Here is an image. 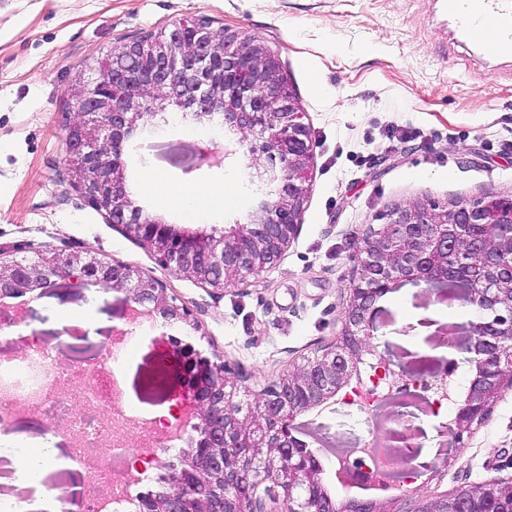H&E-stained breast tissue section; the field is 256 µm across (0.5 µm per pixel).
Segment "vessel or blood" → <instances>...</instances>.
<instances>
[{"instance_id": "vessel-or-blood-1", "label": "vessel or blood", "mask_w": 512, "mask_h": 512, "mask_svg": "<svg viewBox=\"0 0 512 512\" xmlns=\"http://www.w3.org/2000/svg\"><path fill=\"white\" fill-rule=\"evenodd\" d=\"M457 38L493 60L512 45V0H438Z\"/></svg>"}]
</instances>
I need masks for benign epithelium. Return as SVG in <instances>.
I'll use <instances>...</instances> for the list:
<instances>
[{
  "instance_id": "7a95c632",
  "label": "benign epithelium",
  "mask_w": 512,
  "mask_h": 512,
  "mask_svg": "<svg viewBox=\"0 0 512 512\" xmlns=\"http://www.w3.org/2000/svg\"><path fill=\"white\" fill-rule=\"evenodd\" d=\"M67 93L78 126L68 150L80 157L69 170V186L178 274L222 290L276 266L296 239L312 187L311 132L278 56L256 37L231 29L216 34L204 21L194 23L189 35L178 22L140 41L136 65L101 63L76 78ZM164 104L199 122L219 114L227 133H259L253 147L265 162L255 167L259 185L248 223L219 235L179 230L135 205L122 164L106 165ZM357 252L360 273L350 283L339 333L305 357L300 371H283L277 380L282 399L258 406L251 419L238 416L224 363L171 339L165 360L197 401L185 432L200 439L163 463L165 491L138 497L136 512H285L298 502L302 512H348L353 498L338 502L329 495L316 453L294 436L296 420L356 388L370 352L374 305L403 281L463 291L473 315L465 350L473 356L466 358L468 385L455 400L448 437L460 445L472 425L488 417L492 399L512 388V366L504 363V355L512 354V195L396 205L385 222L357 238ZM60 258H0V305L40 287L53 271L82 285L123 291L130 310L157 323L188 321L187 306L136 266L90 253L62 252ZM109 264L112 276H99ZM391 374L403 378L408 371L378 356L375 376ZM409 394L407 386L390 391L377 406V419L386 424L397 416L387 408ZM395 440L396 431L388 429L368 446L391 461L411 463L398 454ZM336 479L346 488L364 483L366 474L359 460L341 458ZM411 503L408 512H505L494 490L471 502L420 496Z\"/></svg>"
}]
</instances>
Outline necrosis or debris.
I'll list each match as a JSON object with an SVG mask.
<instances>
[{
  "instance_id": "obj_1",
  "label": "necrosis or debris",
  "mask_w": 512,
  "mask_h": 512,
  "mask_svg": "<svg viewBox=\"0 0 512 512\" xmlns=\"http://www.w3.org/2000/svg\"><path fill=\"white\" fill-rule=\"evenodd\" d=\"M24 356L18 362L0 363V427L7 425L20 407L41 415L49 432L62 429L72 440L76 460L86 463V484L93 488L88 512H131L129 500L137 485L126 480L132 455L151 457L177 448L172 439V421L143 416L132 403L119 398L114 388L115 364L128 359L133 336L112 350L109 358L84 365L62 363L55 349L39 337L21 338ZM22 378L33 387L21 394L7 389L4 379ZM68 383L66 394L51 390L49 380ZM134 454H127V447ZM362 466L372 479L368 492L385 495L407 486L413 473L404 469L394 477L390 465L368 452L360 453Z\"/></svg>"
}]
</instances>
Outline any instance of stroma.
<instances>
[{
	"label": "stroma",
	"instance_id": "obj_1",
	"mask_svg": "<svg viewBox=\"0 0 512 512\" xmlns=\"http://www.w3.org/2000/svg\"><path fill=\"white\" fill-rule=\"evenodd\" d=\"M245 31L275 51L311 130L312 191L299 234L280 262L247 283L205 288L160 265L67 184L64 126L75 113L67 87L114 47L177 22ZM191 119L153 117L124 145L127 172H164L174 183L246 180L261 155L240 145L233 158L209 147ZM193 153L194 171L165 158ZM512 195V53L487 60L455 41L435 0H0V254L34 258L54 249L92 252L138 266L165 282L195 326L158 328L124 361L126 397L145 415L178 402L181 376L161 366L167 337L219 356L240 390L260 393L286 368L337 335L354 242L397 204H444ZM25 329L53 345L60 361L106 355L114 330L129 328L124 292L65 279L26 299ZM93 310V336L61 325L62 311ZM459 289L403 282L377 300L371 345L408 371H440L441 339L466 323ZM411 439L425 465L420 494L444 496L463 482L512 479V389L485 422L465 434L451 466L433 472L448 420L420 414ZM374 426L336 402L299 420V438L362 447Z\"/></svg>",
	"mask_w": 512,
	"mask_h": 512
}]
</instances>
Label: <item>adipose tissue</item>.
<instances>
[{
	"label": "adipose tissue",
	"instance_id": "obj_1",
	"mask_svg": "<svg viewBox=\"0 0 512 512\" xmlns=\"http://www.w3.org/2000/svg\"><path fill=\"white\" fill-rule=\"evenodd\" d=\"M142 186L157 204L177 208L191 221L209 211L224 208L236 198V188L228 182L183 186L173 183L165 174L153 171L146 172Z\"/></svg>",
	"mask_w": 512,
	"mask_h": 512
}]
</instances>
